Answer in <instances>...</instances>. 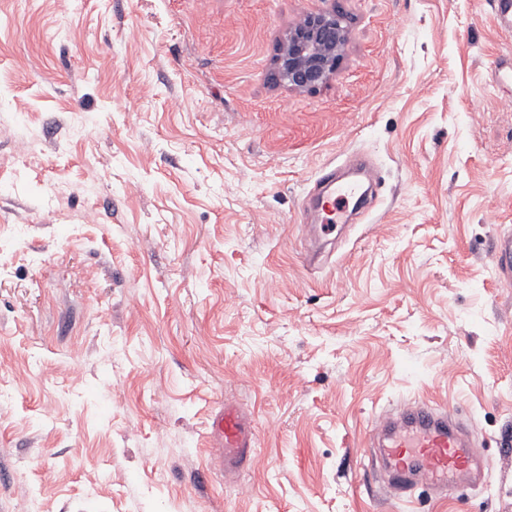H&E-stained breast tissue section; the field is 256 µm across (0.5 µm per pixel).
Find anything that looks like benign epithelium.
I'll return each instance as SVG.
<instances>
[{
    "mask_svg": "<svg viewBox=\"0 0 512 512\" xmlns=\"http://www.w3.org/2000/svg\"><path fill=\"white\" fill-rule=\"evenodd\" d=\"M346 40L347 30L336 12L306 17L279 45L275 79L296 90H316L336 70Z\"/></svg>",
    "mask_w": 512,
    "mask_h": 512,
    "instance_id": "benign-epithelium-1",
    "label": "benign epithelium"
}]
</instances>
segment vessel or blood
<instances>
[{
  "mask_svg": "<svg viewBox=\"0 0 512 512\" xmlns=\"http://www.w3.org/2000/svg\"><path fill=\"white\" fill-rule=\"evenodd\" d=\"M321 183L332 200L356 195L354 182H337L335 171L324 172ZM491 255L500 281L512 282V233L501 232L491 240ZM211 434L224 447V470L243 467L257 440L255 429L234 406H224L211 423ZM370 438L384 470L388 497L409 500L418 489H448L468 483L477 462L463 422L447 408L418 400L396 414L379 418Z\"/></svg>",
  "mask_w": 512,
  "mask_h": 512,
  "instance_id": "vessel-or-blood-1",
  "label": "vessel or blood"
}]
</instances>
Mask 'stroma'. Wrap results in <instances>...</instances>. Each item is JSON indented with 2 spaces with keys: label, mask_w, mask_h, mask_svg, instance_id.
I'll use <instances>...</instances> for the list:
<instances>
[{
  "label": "stroma",
  "mask_w": 512,
  "mask_h": 512,
  "mask_svg": "<svg viewBox=\"0 0 512 512\" xmlns=\"http://www.w3.org/2000/svg\"><path fill=\"white\" fill-rule=\"evenodd\" d=\"M490 2L0 0V512H512ZM331 10L335 73L277 82ZM355 157L377 198L308 267L302 201ZM415 400L460 411L475 489L386 496L369 431ZM227 402L257 429L235 477ZM347 30L336 11L308 16L279 45L274 77L300 91H314L336 70Z\"/></svg>",
  "instance_id": "stroma-1"
}]
</instances>
